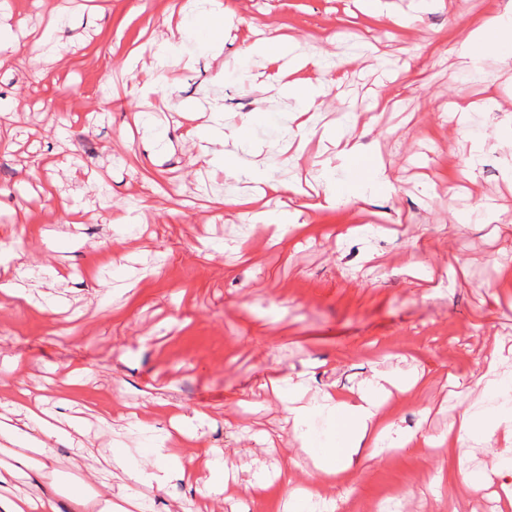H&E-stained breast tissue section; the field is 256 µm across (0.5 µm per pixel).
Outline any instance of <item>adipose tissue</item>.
<instances>
[{"instance_id":"ef3b65f1","label":"adipose tissue","mask_w":512,"mask_h":512,"mask_svg":"<svg viewBox=\"0 0 512 512\" xmlns=\"http://www.w3.org/2000/svg\"><path fill=\"white\" fill-rule=\"evenodd\" d=\"M162 25L165 38L157 49L160 62L166 66L189 65L200 49L192 38L194 20L170 15L164 18ZM491 52L498 54L502 63L512 62L511 12L483 20L469 31L457 50L458 56L476 73L480 72L482 61ZM252 129L253 118L248 115L239 124L227 125L218 120L211 131H203L198 126L186 130L185 136L193 142L194 163L215 172L244 175L263 183L267 180L266 173L242 166L235 153L236 148L247 143ZM232 216L273 228L281 239L298 227L297 213L272 211L259 198L249 199L246 206L233 211ZM501 358L499 351L489 354V374L479 383L480 401L465 408L458 425L448 430L449 436L460 446H467L478 436L488 441L501 436L512 445V378L497 374ZM411 387L410 381L379 375L371 379L357 396L344 399L336 393L326 392L309 399L304 389L284 378L277 382L275 392L292 422L295 440L312 465L310 478L330 482L347 475L358 464L361 449H370L376 455L412 442L425 447L435 445L433 437L393 429L381 415L385 402L393 393L404 394ZM42 404L38 396L20 400L14 405L13 417L0 419V447L7 456L6 461L0 462V488L15 485L23 479L54 478L56 445L81 432L78 420L57 419L43 409ZM167 413L175 431L159 439L155 450L159 463L155 468L138 466L130 461L124 448H113L108 463L120 468L130 484L160 486L169 470L185 473L178 436L187 429L186 416L177 406L168 408ZM459 476L465 488L492 489L496 499L512 507L511 457H501L492 471L463 469Z\"/></svg>"}]
</instances>
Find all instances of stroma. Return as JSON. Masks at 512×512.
<instances>
[{
  "mask_svg": "<svg viewBox=\"0 0 512 512\" xmlns=\"http://www.w3.org/2000/svg\"><path fill=\"white\" fill-rule=\"evenodd\" d=\"M8 2L19 39L50 10L65 22L53 34L56 56L32 46L0 68V243L11 245L0 264H24L19 286L30 298L0 295V405L27 392L84 405L87 434L55 448L66 486L99 498L140 494L146 512H180L188 500L211 507L198 483L175 473L160 490L128 486L118 469L88 477L116 443L152 465L154 440L129 423L146 416L167 430L164 410L177 403L209 416L185 455L204 447L235 469L223 512H285L304 473L260 496L251 489L257 472L275 474L297 450L271 391L285 376L310 397L332 388L351 397L380 373L423 374L384 416L402 431L447 434L478 400L488 353L512 348V236L502 232L512 226V183L503 178L512 150L499 142L512 124V66L487 56L479 80L456 54L507 0H434L409 25L400 19L412 0H386L383 12L363 0H226L288 35L296 54L321 56L323 68L295 75L338 83L314 123L338 130L354 113L363 153L384 163L375 195L318 207L312 153H296L283 125L259 116L265 146L252 162L286 183L312 181L309 200L273 194L303 225L275 245L262 227L219 219L218 201L254 186L197 171L182 141L184 107H198L206 127L216 107L228 125L253 112L271 71L262 56L245 53L230 30L220 57L202 52L190 68L155 71L150 42L181 0ZM153 71L157 83L141 92ZM488 93L491 112L474 113L462 130L452 103ZM143 111L155 133L148 140L133 124ZM476 144L480 163L466 179ZM65 202L82 205L80 225L60 224ZM110 205L131 208L140 230L114 231L104 221ZM358 224L376 231L350 235ZM52 268L63 279L49 277ZM500 452L480 441L465 453L449 441L431 455L399 448L317 489L334 512H448L466 500L479 510L487 497L462 487L457 470L490 467Z\"/></svg>",
  "mask_w": 512,
  "mask_h": 512,
  "instance_id": "obj_1",
  "label": "stroma"
}]
</instances>
